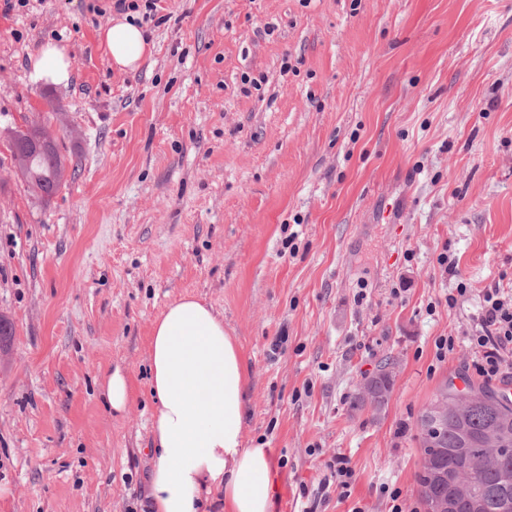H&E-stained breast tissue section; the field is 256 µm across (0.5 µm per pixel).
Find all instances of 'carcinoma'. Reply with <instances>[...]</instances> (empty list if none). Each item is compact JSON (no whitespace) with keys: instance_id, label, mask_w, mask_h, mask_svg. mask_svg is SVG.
I'll return each instance as SVG.
<instances>
[{"instance_id":"obj_1","label":"carcinoma","mask_w":512,"mask_h":512,"mask_svg":"<svg viewBox=\"0 0 512 512\" xmlns=\"http://www.w3.org/2000/svg\"><path fill=\"white\" fill-rule=\"evenodd\" d=\"M32 125L14 128L11 164L45 202L60 188L64 167L55 140L29 137ZM392 362L386 359L366 379L355 409L378 412L392 388ZM422 452L417 475L419 496L429 512L448 501L453 512H512V402L484 389L466 392L447 383L418 420ZM448 473L445 482L440 474Z\"/></svg>"}]
</instances>
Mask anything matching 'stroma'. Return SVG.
<instances>
[{
	"mask_svg": "<svg viewBox=\"0 0 512 512\" xmlns=\"http://www.w3.org/2000/svg\"><path fill=\"white\" fill-rule=\"evenodd\" d=\"M95 2L0 0V512H144L151 326L186 294L247 362L272 512H388L391 488L418 510L422 409L503 387L467 365L485 289L512 286V0H159L134 72ZM48 42L69 86L29 80ZM33 119L66 167L47 203L3 135ZM386 358L385 408L352 409ZM103 398L116 412H124L134 397V388L127 375L119 368L109 370L103 375Z\"/></svg>",
	"mask_w": 512,
	"mask_h": 512,
	"instance_id": "1",
	"label": "stroma"
}]
</instances>
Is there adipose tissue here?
Segmentation results:
<instances>
[{"instance_id":"adipose-tissue-1","label":"adipose tissue","mask_w":512,"mask_h":512,"mask_svg":"<svg viewBox=\"0 0 512 512\" xmlns=\"http://www.w3.org/2000/svg\"><path fill=\"white\" fill-rule=\"evenodd\" d=\"M114 66L136 71L150 55L142 29L115 19L99 35ZM66 47L46 43L31 59L32 83L69 84ZM150 512H200L218 491L221 512H271L275 451L246 447L248 372L221 314L192 295L171 302L150 339Z\"/></svg>"}]
</instances>
